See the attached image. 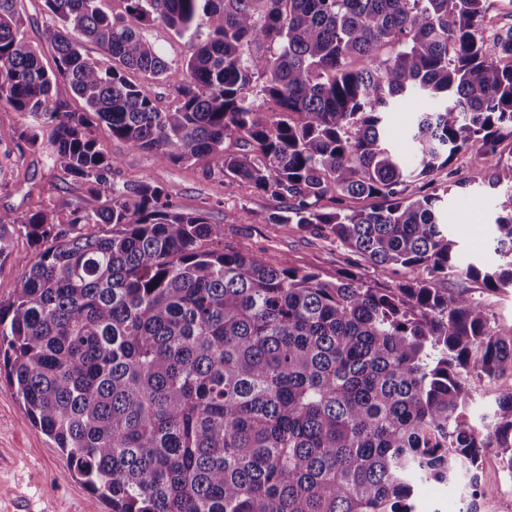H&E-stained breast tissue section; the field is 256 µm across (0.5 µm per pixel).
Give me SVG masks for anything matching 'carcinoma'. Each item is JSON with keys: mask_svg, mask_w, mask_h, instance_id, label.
<instances>
[{"mask_svg": "<svg viewBox=\"0 0 512 512\" xmlns=\"http://www.w3.org/2000/svg\"><path fill=\"white\" fill-rule=\"evenodd\" d=\"M0 0V108L31 119L0 142L47 144L82 182L21 219L0 212V363L34 426L111 512H413L418 484L465 482L480 512L481 459L512 473V391L476 406L470 381L512 375V326L437 283L512 288V30L487 0H44L55 68ZM157 21L194 44L157 109L169 63L139 32ZM92 42L109 58L88 55ZM65 77L80 110L55 97ZM401 96L432 103L412 161L385 137ZM267 105L261 109L257 100ZM161 163L212 156L230 183L282 204L274 219L320 232L398 288L336 281L223 247L224 225L183 213L148 178L112 180L94 124ZM245 147L229 150L226 143ZM474 150L504 190L499 263L462 267L442 197ZM22 232L33 258L13 256ZM20 273L14 263L8 261L0 268V301L7 303L18 288ZM356 272H359L365 280L371 282L372 284H378L385 288H398L402 284H405L419 275L418 270H401L398 275H393L390 273H382L379 269L374 268H359L355 269Z\"/></svg>", "mask_w": 512, "mask_h": 512, "instance_id": "obj_1", "label": "carcinoma"}]
</instances>
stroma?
<instances>
[{
    "mask_svg": "<svg viewBox=\"0 0 512 512\" xmlns=\"http://www.w3.org/2000/svg\"><path fill=\"white\" fill-rule=\"evenodd\" d=\"M144 36L170 65L167 81L152 90L159 110L174 102L173 88L182 75V64L193 53L188 39L154 23ZM421 103L400 100L387 116L388 143L401 156L412 154L408 129ZM103 149L117 164L119 182L134 185L151 179L162 187L179 211H203L209 222L224 227V244L242 252L257 253L272 265L288 260L290 266L311 270L332 280L347 266L346 249L320 234L299 230L273 219L277 200L246 185H228L223 171L209 156L188 164H163L152 152L131 149L107 132H99ZM0 165L8 173L0 181V211L21 216L64 195L78 199L85 193L80 182L63 175L46 161L44 152L32 150L21 139L0 143ZM457 187L444 195L453 213L452 236L464 260L494 262L496 256L489 225L496 215L499 192L488 184L491 171L476 152L459 155ZM451 291H467L484 302L497 326H512V290L491 292L482 283L456 275L444 282ZM0 501L19 506L21 512H110L105 503H94L86 485L59 448L30 422L4 374L0 373Z\"/></svg>",
    "mask_w": 512,
    "mask_h": 512,
    "instance_id": "35a3bbf8",
    "label": "stroma"
}]
</instances>
